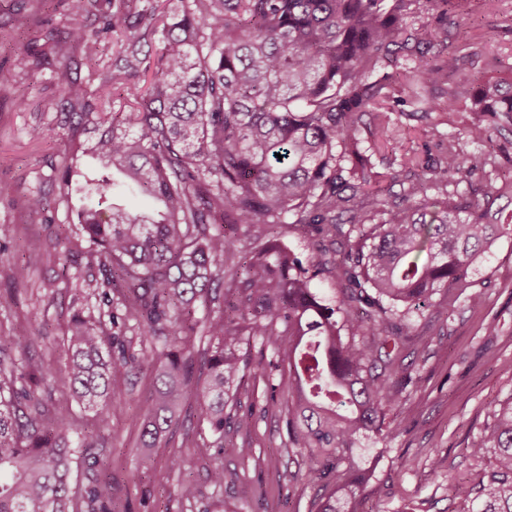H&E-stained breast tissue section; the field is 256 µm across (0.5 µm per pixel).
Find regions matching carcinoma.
Masks as SVG:
<instances>
[{"label": "carcinoma", "mask_w": 512, "mask_h": 512, "mask_svg": "<svg viewBox=\"0 0 512 512\" xmlns=\"http://www.w3.org/2000/svg\"><path fill=\"white\" fill-rule=\"evenodd\" d=\"M453 0H176L157 18L148 5L131 11L114 0H69L72 14L96 33L120 42L106 67L108 99L92 97L72 76L101 66L84 28L62 37L51 19H36L43 43L19 65L49 73L57 93L46 127L35 139L68 131L56 198L77 192L84 247L67 235L37 239L38 255L66 245L89 282L117 295L113 325L135 321L139 354L105 349L100 318L77 312L67 326V375L78 402L109 426L106 398L119 374L148 367L161 387L146 405L142 447L155 448L180 421L188 395L186 370L195 352L189 332L195 303L223 304L204 321L200 352L207 384L195 393L198 421L219 447L230 414L241 404L247 374L259 372L244 346L253 340L287 365L288 437L310 471L332 482L316 512H361L359 501L382 488L355 467L361 438L399 434L385 425L394 406L391 372L407 325L398 307L425 303L439 288L465 279L512 224L494 222L498 189L481 204L448 191V174L482 167L485 153H466L454 138L437 157L404 155L400 172L374 170L371 153L391 144L394 105L415 103L457 69L449 55L438 65L423 49L445 44ZM436 23L417 21L422 11ZM157 47L144 50L149 40ZM414 98L392 95L396 80ZM124 109L111 110V99ZM475 112L512 114V87L485 84L472 94ZM493 127L466 132L481 145ZM283 158H277V155ZM101 170L79 169L80 157ZM401 193H392L395 183ZM144 194L161 209L134 211L114 199ZM300 224L311 253L288 248L278 229ZM245 226L247 245L226 229ZM336 269L341 298H322L314 281ZM361 337L348 345L343 333ZM183 337L178 350L156 342ZM33 338L0 336V512H112V475L97 471L83 495L70 491L76 449L67 408L52 401V364L24 383L21 361ZM496 450L495 468L464 500L477 512H512V401L493 425L473 437L470 454ZM350 468L335 474L340 459Z\"/></svg>", "instance_id": "obj_1"}]
</instances>
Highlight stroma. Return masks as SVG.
Returning a JSON list of instances; mask_svg holds the SVG:
<instances>
[{"mask_svg":"<svg viewBox=\"0 0 512 512\" xmlns=\"http://www.w3.org/2000/svg\"><path fill=\"white\" fill-rule=\"evenodd\" d=\"M19 0H0V183L14 185L12 195L0 197V336H31L35 342L23 362L26 374L38 373L42 360H66L64 330L79 311H105L96 291L85 283L82 266L67 260L61 250L35 256L27 245L64 231L75 219L64 206L51 204L48 222L28 217V200L48 192L60 165L65 143L30 140L31 127L49 122L48 108L55 85L48 75L23 70L17 57L41 38L32 14L51 15L58 31L79 26L66 0H29V17L14 22ZM458 53L459 68L449 74V89L466 93L480 82L512 85V0H455L448 12V43L429 48L427 58L438 62L445 51ZM438 91H430L416 112H393L396 155L437 153L456 136L465 152L484 149L495 168L471 170L448 177V188L462 194L483 192L487 185L512 176V122L499 120L491 141L476 146L466 137L477 112L457 103L453 111L438 112L432 105ZM25 266L26 277L10 284V266ZM482 302L472 305V295ZM410 367L392 380L399 393L394 415L404 426L392 439H362L369 453L361 467L372 469L384 488L378 498L366 499L364 512H461L454 492L457 484L475 485L489 469L492 455L472 457L470 443L494 420L500 405L512 400V238L501 239L485 261L466 280L441 288L423 307L405 316ZM251 361L264 371L253 397L233 409L239 430L227 433V446L216 447L207 426L196 420L195 400H187L183 423L171 439L156 448L149 465L136 453L139 415L150 401L154 382L150 371L121 379L115 399L109 400V429L96 432L95 413L72 409V435L95 445L94 457L72 465L71 489L83 493L97 463L112 473V512H314V502L326 492L322 482L308 476L305 455L289 448L284 402L288 374L270 348L253 342L246 348ZM252 441L259 465L244 464L234 446ZM180 457L182 469L170 468ZM224 468V483L208 484L213 466ZM202 484L203 497L185 500L177 490L183 480ZM250 484L254 499L242 508L240 484Z\"/></svg>","mask_w":512,"mask_h":512,"instance_id":"stroma-1","label":"stroma"}]
</instances>
